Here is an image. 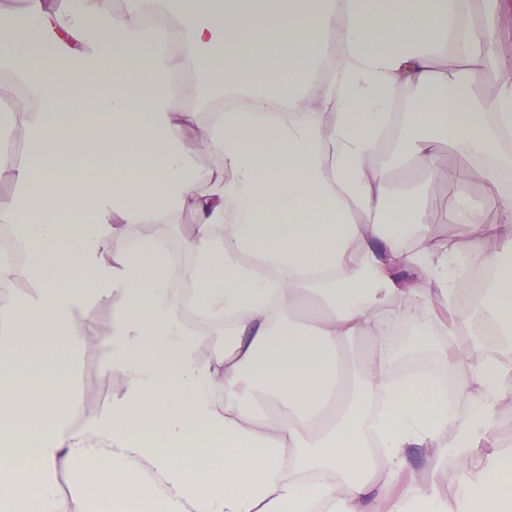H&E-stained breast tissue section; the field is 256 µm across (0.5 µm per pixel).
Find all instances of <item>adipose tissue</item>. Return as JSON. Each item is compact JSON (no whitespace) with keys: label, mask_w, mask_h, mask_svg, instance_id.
Returning a JSON list of instances; mask_svg holds the SVG:
<instances>
[{"label":"adipose tissue","mask_w":512,"mask_h":512,"mask_svg":"<svg viewBox=\"0 0 512 512\" xmlns=\"http://www.w3.org/2000/svg\"><path fill=\"white\" fill-rule=\"evenodd\" d=\"M499 0H25L0 8V70L32 102L0 107V159L15 190L0 227L20 261L0 279L28 294L0 303V512H512V450L485 460L474 440L512 403V369L457 344L469 315L460 258L489 264L480 313L512 341V65L497 60ZM410 90L413 122L482 158L499 220L452 199L464 245L406 250L416 198H381L370 169L390 101ZM244 106L199 112L216 97ZM199 143L222 167H197ZM196 217L176 268L156 237L120 250L135 225ZM415 268L402 281L398 270ZM195 311L223 322H187ZM406 294L430 313L417 342L448 334L461 410L424 375L395 378L388 327ZM100 369L121 387L81 410L74 362L57 340L92 324ZM367 351L348 355L349 341ZM223 404H216V391ZM454 465L393 490L411 449ZM79 484L61 499L56 477Z\"/></svg>","instance_id":"ef3b65f1"}]
</instances>
